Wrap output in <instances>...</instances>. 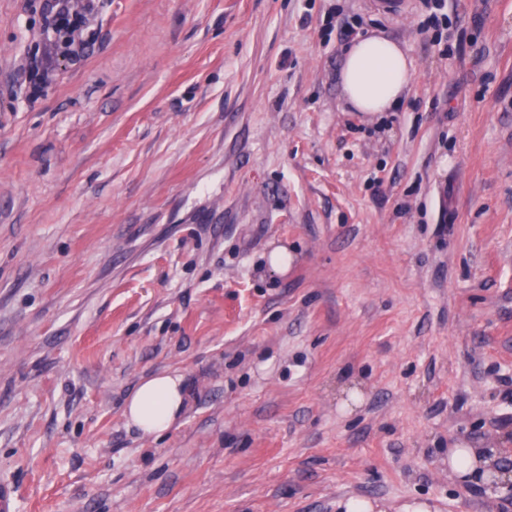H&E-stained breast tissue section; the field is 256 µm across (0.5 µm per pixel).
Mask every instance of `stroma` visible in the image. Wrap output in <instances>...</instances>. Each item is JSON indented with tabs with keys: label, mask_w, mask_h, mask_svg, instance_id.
I'll return each mask as SVG.
<instances>
[{
	"label": "stroma",
	"mask_w": 512,
	"mask_h": 512,
	"mask_svg": "<svg viewBox=\"0 0 512 512\" xmlns=\"http://www.w3.org/2000/svg\"><path fill=\"white\" fill-rule=\"evenodd\" d=\"M0 0V484L18 512H512V0H96L30 96ZM411 62L348 106L340 25ZM288 268L272 271L275 248ZM184 377L172 430L122 415ZM183 377L162 372L140 381L125 401L123 415L128 424L146 436L159 437L178 421L188 396ZM448 462L451 469L469 483L481 484L489 478L487 460L474 448H458L448 458Z\"/></svg>",
	"instance_id": "35a3bbf8"
}]
</instances>
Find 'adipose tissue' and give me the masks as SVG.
I'll return each mask as SVG.
<instances>
[{
	"mask_svg": "<svg viewBox=\"0 0 512 512\" xmlns=\"http://www.w3.org/2000/svg\"><path fill=\"white\" fill-rule=\"evenodd\" d=\"M410 73V61L397 43L380 35L361 37L345 54L343 92L357 111L391 112L401 104ZM187 399L182 376L162 372L140 381L126 399L123 415L144 435L158 437L176 424Z\"/></svg>",
	"mask_w": 512,
	"mask_h": 512,
	"instance_id": "obj_1",
	"label": "adipose tissue"
}]
</instances>
